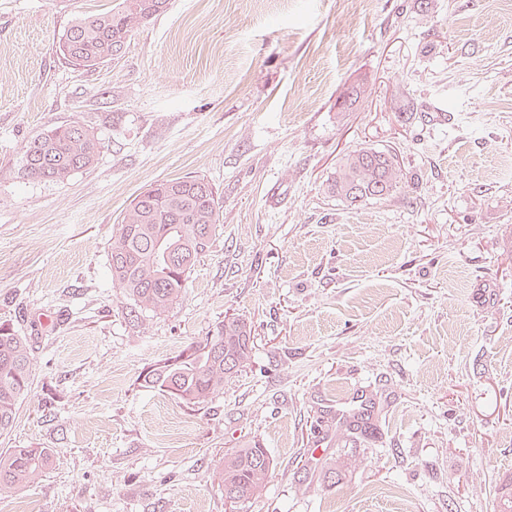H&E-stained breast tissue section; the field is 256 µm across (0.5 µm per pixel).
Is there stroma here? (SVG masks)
Listing matches in <instances>:
<instances>
[{
  "label": "stroma",
  "mask_w": 512,
  "mask_h": 512,
  "mask_svg": "<svg viewBox=\"0 0 512 512\" xmlns=\"http://www.w3.org/2000/svg\"><path fill=\"white\" fill-rule=\"evenodd\" d=\"M115 0H0V325L32 386L0 454L53 465L0 512H227L226 452L275 462L236 512H496L512 474V0H169L92 69L58 44ZM365 93L347 112L344 87ZM79 123L93 167L19 171L27 140ZM396 154L392 196L351 207L349 152ZM205 177L219 222L182 298L129 315L109 253L149 185ZM250 361L206 403L141 388L216 322ZM368 402L373 436L321 428ZM345 470L329 487L321 467Z\"/></svg>",
  "instance_id": "35a3bbf8"
}]
</instances>
